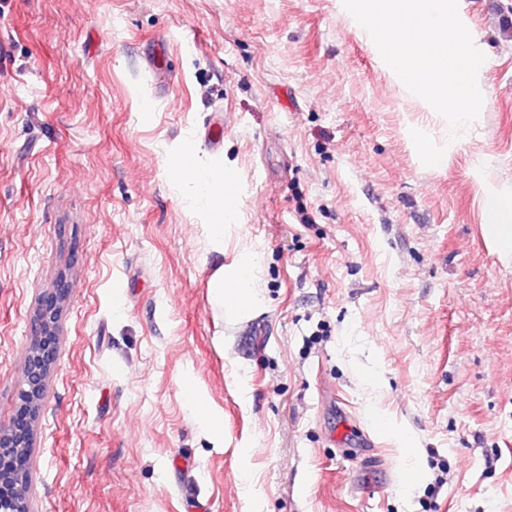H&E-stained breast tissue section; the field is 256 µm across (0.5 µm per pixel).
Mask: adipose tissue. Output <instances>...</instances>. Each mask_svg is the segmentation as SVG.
<instances>
[{"instance_id": "1", "label": "adipose tissue", "mask_w": 512, "mask_h": 512, "mask_svg": "<svg viewBox=\"0 0 512 512\" xmlns=\"http://www.w3.org/2000/svg\"><path fill=\"white\" fill-rule=\"evenodd\" d=\"M174 176L192 189L194 200L202 202L212 217L210 231L216 240H223L224 225L231 222L234 211L224 205V185L209 181L199 163L193 142H185ZM477 192L481 197L485 221L491 226L487 237L502 257L512 256V187L498 185L489 173L481 171L476 177ZM242 264L244 275L235 277L231 286H216L214 300L217 307L236 310L253 302L257 293L254 255H247Z\"/></svg>"}]
</instances>
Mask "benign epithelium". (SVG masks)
I'll use <instances>...</instances> for the list:
<instances>
[{
    "mask_svg": "<svg viewBox=\"0 0 512 512\" xmlns=\"http://www.w3.org/2000/svg\"><path fill=\"white\" fill-rule=\"evenodd\" d=\"M68 291L69 283L61 277L42 297L33 346L19 382L17 409L10 427L0 430V512H27L26 502L11 498L5 472L15 466V449L30 447L38 406L44 396L48 374L57 360L58 317Z\"/></svg>",
    "mask_w": 512,
    "mask_h": 512,
    "instance_id": "obj_1",
    "label": "benign epithelium"
}]
</instances>
